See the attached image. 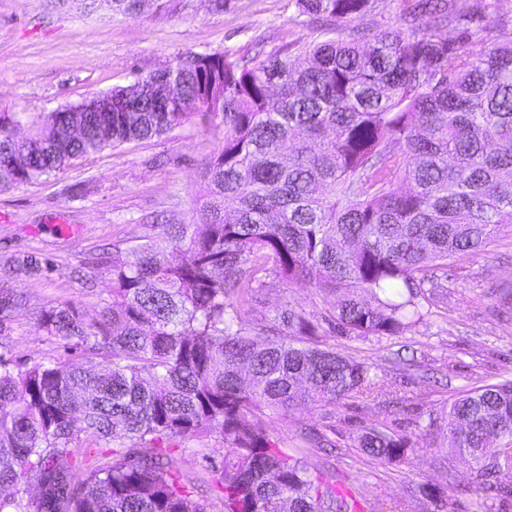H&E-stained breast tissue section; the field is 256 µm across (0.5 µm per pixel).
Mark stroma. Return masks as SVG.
Returning <instances> with one entry per match:
<instances>
[{
	"label": "stroma",
	"instance_id": "stroma-1",
	"mask_svg": "<svg viewBox=\"0 0 512 512\" xmlns=\"http://www.w3.org/2000/svg\"><path fill=\"white\" fill-rule=\"evenodd\" d=\"M323 37L296 0H143L134 16L62 7L57 0H0V112H52L192 55H227L253 66ZM223 138L220 128L185 126L0 191V268L31 254L53 265L51 272L13 280L26 302L0 330V357L87 363L88 354L38 330L41 310L74 301L97 317L109 298L110 272L100 266L96 287L88 288L80 270L100 256L129 260L159 225L199 220L200 168ZM462 266L461 276L448 278V314L402 336L331 333L321 339L391 383L401 410L362 396L337 405L301 404L259 420L288 447L306 429L326 433L335 450L309 451L308 468L356 487L371 512H440L436 494L469 484L472 466L465 457L444 461L432 448L418 449L406 463L372 464L351 445L363 426L385 421L415 440L429 413H440L463 389L512 379V305L501 298L512 287V224L502 225L487 251ZM286 303L318 316L334 301L307 288L267 290L268 315Z\"/></svg>",
	"mask_w": 512,
	"mask_h": 512
}]
</instances>
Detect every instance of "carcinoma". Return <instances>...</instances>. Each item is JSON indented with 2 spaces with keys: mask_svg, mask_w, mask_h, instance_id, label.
<instances>
[{
  "mask_svg": "<svg viewBox=\"0 0 512 512\" xmlns=\"http://www.w3.org/2000/svg\"><path fill=\"white\" fill-rule=\"evenodd\" d=\"M376 2L297 0L331 37L251 68L179 59L113 89L116 112L0 114V190L186 124L224 127L201 167L200 222L163 224L112 264L98 317L73 302L38 315L39 330L97 361L0 359V512H208L172 455L214 430L215 512H356L358 495L304 463L303 448L331 444L326 434L288 449L253 418L389 395L367 365L320 344L323 326L403 335L448 308L434 271L512 224V28L487 4L408 0L397 24L368 35L354 22ZM480 13L478 51L439 33ZM165 82L178 93L161 109ZM39 269L30 255L4 277ZM279 282L336 302L316 319L288 304L271 318L264 291ZM19 305L1 283L0 326ZM426 430L435 440L424 447L474 464L462 491L512 496L491 482L512 455L492 470L476 454L512 435L511 379L464 390ZM354 447L380 465L416 451L384 422Z\"/></svg>",
  "mask_w": 512,
  "mask_h": 512,
  "instance_id": "carcinoma-1",
  "label": "carcinoma"
}]
</instances>
